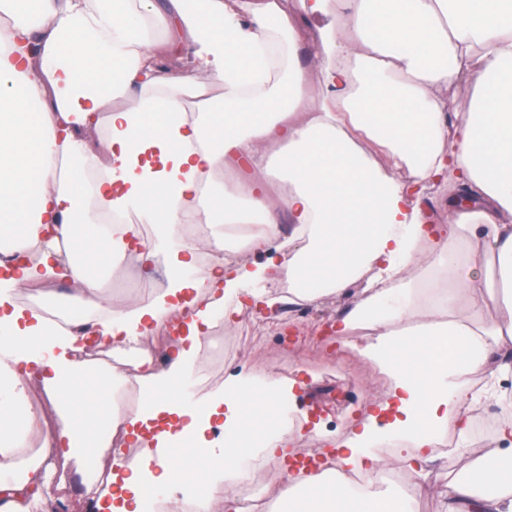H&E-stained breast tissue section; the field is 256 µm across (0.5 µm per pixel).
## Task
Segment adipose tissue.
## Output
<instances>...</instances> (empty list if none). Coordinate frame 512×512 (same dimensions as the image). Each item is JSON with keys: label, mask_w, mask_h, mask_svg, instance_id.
<instances>
[{"label": "adipose tissue", "mask_w": 512, "mask_h": 512, "mask_svg": "<svg viewBox=\"0 0 512 512\" xmlns=\"http://www.w3.org/2000/svg\"><path fill=\"white\" fill-rule=\"evenodd\" d=\"M331 9L336 27L318 42L326 64L311 84L299 20ZM0 15V512L55 503L47 455L99 456L116 432L140 455L109 475L106 492L85 482L92 507L106 494L115 512H149L151 496L196 487L242 512L230 481L253 461L284 463L298 440L279 413L293 387L239 373L199 399L194 369L204 331L219 317L232 324L242 287L276 272L336 294L367 276L339 331H369L360 353L391 381L348 433L321 441L362 486L288 469L278 502L288 512H411L380 486L388 460L427 479L434 432L466 440L475 408L492 402L495 446L473 457L469 475L449 477L442 512H512V403L501 385L512 375V322L487 313L512 303V32L500 25L512 0H296L290 12L279 0H0ZM186 42L193 71L167 74V56ZM209 82L223 85V101L200 100L186 119L185 97ZM260 141L282 147L279 204ZM227 171L223 190L202 192ZM437 183L467 198H449L447 223L432 226L424 192ZM99 209L154 225L151 246L85 224ZM200 217L257 227L233 257L213 237L203 278L197 243L176 232ZM133 253L168 264L167 288L147 304L102 291V273ZM65 279L80 286L78 318L61 324L14 302ZM461 288L481 295L462 316ZM423 310L429 321L407 327ZM177 312L186 334L157 363L143 339ZM93 335L117 361L133 359L135 374L92 362ZM33 377L60 427L24 408ZM117 385L145 408L113 412ZM381 427L398 443L387 457L371 448Z\"/></svg>", "instance_id": "obj_1"}]
</instances>
